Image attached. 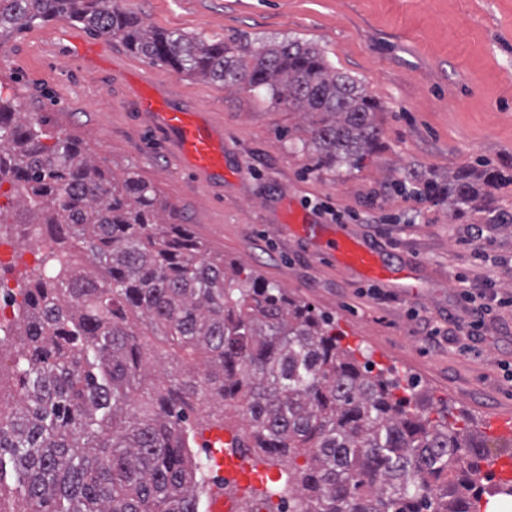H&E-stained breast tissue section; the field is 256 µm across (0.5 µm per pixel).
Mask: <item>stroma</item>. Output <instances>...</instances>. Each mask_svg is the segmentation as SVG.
Segmentation results:
<instances>
[{
  "label": "stroma",
  "instance_id": "obj_1",
  "mask_svg": "<svg viewBox=\"0 0 512 512\" xmlns=\"http://www.w3.org/2000/svg\"><path fill=\"white\" fill-rule=\"evenodd\" d=\"M146 25L250 49L287 40L315 44L337 71L380 104V147L360 164L327 170L302 147L303 113L269 93L178 75L109 39L108 63L86 67L66 48L49 53L56 31L84 33L57 18L0 39V87L48 129L78 138L85 156L115 178L137 173L166 206L162 220L185 224L225 268L278 284L336 320L343 345L406 376L417 407L440 406L471 420L488 448L502 440L492 421L512 413V184L489 205L454 213L419 195L482 162L512 174V0H119ZM224 127V180L185 172L136 105L139 80ZM324 234L347 228L375 247L389 271L385 299L333 265L319 241L283 231L289 210ZM486 236L482 256L467 239ZM491 284L500 304L471 345L449 336L468 313L459 279ZM435 329L437 341L427 331Z\"/></svg>",
  "mask_w": 512,
  "mask_h": 512
}]
</instances>
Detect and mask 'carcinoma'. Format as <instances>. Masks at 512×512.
<instances>
[{
  "label": "carcinoma",
  "mask_w": 512,
  "mask_h": 512,
  "mask_svg": "<svg viewBox=\"0 0 512 512\" xmlns=\"http://www.w3.org/2000/svg\"><path fill=\"white\" fill-rule=\"evenodd\" d=\"M58 16L177 74L264 88L303 110L317 168L357 165L380 144L379 103L312 43L250 51L148 29L114 0H0V36ZM505 182L482 165L426 189L459 212ZM5 183L0 224L26 234L35 213L62 230L25 286L3 294L0 353L16 338L23 347L15 401L0 407V512L13 497L21 512H203L212 457L193 448L216 416L237 423L232 447L288 464L270 482L278 512H478L486 492L512 497V481L479 478L486 445L472 429L411 407L399 376L341 345L330 315L226 272L224 255L161 222L153 186L115 178L34 117L18 121L0 95ZM151 337L169 345L166 361ZM193 354L202 371H181Z\"/></svg>",
  "instance_id": "obj_1"
}]
</instances>
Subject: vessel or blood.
Masks as SVG:
<instances>
[{
	"instance_id": "b4317fda",
	"label": "vessel or blood",
	"mask_w": 512,
	"mask_h": 512,
	"mask_svg": "<svg viewBox=\"0 0 512 512\" xmlns=\"http://www.w3.org/2000/svg\"><path fill=\"white\" fill-rule=\"evenodd\" d=\"M63 40L76 57L89 64L106 61L105 43L89 44L74 32L67 31ZM138 106L151 126L161 134L165 145L177 156L183 168L198 179L212 182L222 178L224 171V129L210 115L177 105L159 88L151 86L138 98ZM322 255L343 265L365 280L382 279L384 269L377 250L346 232L326 242ZM216 466L232 460L234 473L240 474L241 488L257 486L252 464L233 457L230 449L214 451Z\"/></svg>"
}]
</instances>
